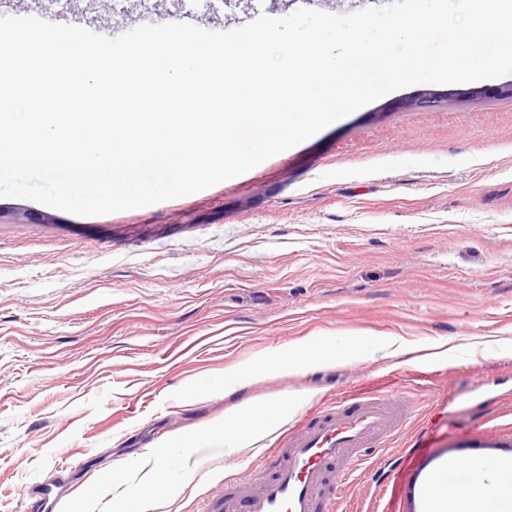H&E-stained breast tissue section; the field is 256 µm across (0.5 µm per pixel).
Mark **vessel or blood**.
<instances>
[{
  "mask_svg": "<svg viewBox=\"0 0 512 512\" xmlns=\"http://www.w3.org/2000/svg\"><path fill=\"white\" fill-rule=\"evenodd\" d=\"M395 400L354 392L292 427L273 474L252 491L225 492L222 512H317L324 488L377 459L403 417Z\"/></svg>",
  "mask_w": 512,
  "mask_h": 512,
  "instance_id": "obj_1",
  "label": "vessel or blood"
}]
</instances>
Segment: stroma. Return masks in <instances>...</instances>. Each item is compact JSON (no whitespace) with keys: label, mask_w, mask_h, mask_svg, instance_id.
Here are the masks:
<instances>
[{"label":"stroma","mask_w":512,"mask_h":512,"mask_svg":"<svg viewBox=\"0 0 512 512\" xmlns=\"http://www.w3.org/2000/svg\"><path fill=\"white\" fill-rule=\"evenodd\" d=\"M389 0H0L116 37L142 24L227 31L299 8ZM511 76L411 85L233 182L148 207L76 216L0 197V512L65 479L54 512H214L226 479L273 472L285 429L224 451L213 423L242 399L310 392L303 413L360 383L403 390L412 415L375 468L323 508L425 512L454 459H512ZM447 339V360L381 357L236 387L231 376L310 339ZM209 431L193 454L175 438ZM166 485L139 487L154 460Z\"/></svg>","instance_id":"1"}]
</instances>
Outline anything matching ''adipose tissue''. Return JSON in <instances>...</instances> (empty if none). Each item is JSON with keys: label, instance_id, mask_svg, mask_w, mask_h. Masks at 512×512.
<instances>
[{"label": "adipose tissue", "instance_id": "ef3b65f1", "mask_svg": "<svg viewBox=\"0 0 512 512\" xmlns=\"http://www.w3.org/2000/svg\"><path fill=\"white\" fill-rule=\"evenodd\" d=\"M406 346L395 345L386 337L364 340L349 337L336 344L297 343L276 350L236 374L235 383L244 387L252 382L280 375H300L316 366H335L363 362L374 355L397 357L406 355ZM310 399L308 393H297L287 398L259 403L246 399L225 416L224 445L229 449L249 448L265 436L274 433ZM471 479L465 483H451L445 471H438L429 489V512H487L492 498L485 485L498 484L502 495L512 494V462L483 461L470 466Z\"/></svg>", "mask_w": 512, "mask_h": 512}]
</instances>
